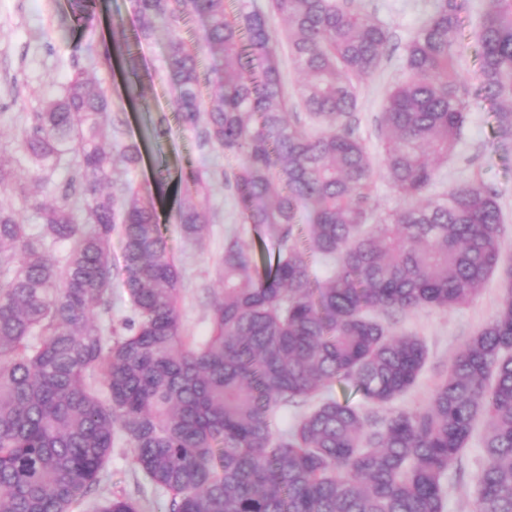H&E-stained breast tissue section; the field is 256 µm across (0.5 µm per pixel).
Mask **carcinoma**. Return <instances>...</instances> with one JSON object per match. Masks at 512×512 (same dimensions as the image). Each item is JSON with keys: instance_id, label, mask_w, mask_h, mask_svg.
I'll use <instances>...</instances> for the list:
<instances>
[{"instance_id": "1", "label": "carcinoma", "mask_w": 512, "mask_h": 512, "mask_svg": "<svg viewBox=\"0 0 512 512\" xmlns=\"http://www.w3.org/2000/svg\"><path fill=\"white\" fill-rule=\"evenodd\" d=\"M287 24L300 101L321 126L286 119L278 42L254 0H136L133 41L169 33L165 72L177 116L201 126V145L245 162L232 174L243 221L278 239L258 270L230 236L218 264L223 298L201 342L184 336L182 276L154 202L156 191L111 181L141 149L84 68L33 113L25 159L42 178L20 190L41 224L31 234L0 204V512H141L124 494L93 497L117 440L135 471L168 494V512H445L443 483L477 421L483 463L471 512H512V264L501 262L496 192L470 184L430 197L436 162L448 160L470 112L457 71L464 0H438L406 45L407 77L379 117L385 175L401 205L371 224L373 165L353 132L356 81L378 67L385 27L352 0H271ZM482 90L496 133L512 137V0H485ZM91 18L90 0H70ZM204 19L200 41L219 57L200 92L199 56L175 33ZM115 40L90 44L106 61ZM73 173L54 203L40 200L64 156ZM213 172L180 175L183 235L202 240L213 215L202 203ZM311 216L309 250L297 218ZM137 320L112 335V233ZM65 243L62 259L50 251ZM332 259L324 283L307 252ZM504 284L493 318L469 337L422 409L378 415L417 381L423 338L385 317L468 305L492 274ZM358 394L360 404L331 394ZM317 399L291 429L278 411Z\"/></svg>"}]
</instances>
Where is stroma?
I'll return each mask as SVG.
<instances>
[{
    "label": "stroma",
    "mask_w": 512,
    "mask_h": 512,
    "mask_svg": "<svg viewBox=\"0 0 512 512\" xmlns=\"http://www.w3.org/2000/svg\"><path fill=\"white\" fill-rule=\"evenodd\" d=\"M363 2L366 11L390 34L388 50L375 75L359 84L357 108V133L377 169L372 200L380 215L395 208L399 200L381 171L379 116L389 87L404 76V47L433 13L436 0ZM483 14L484 0H466L458 71L468 88L471 108L454 154L438 168L436 187L442 190L451 185L482 183L496 189L505 227L501 249L505 261L510 262L512 143H503L495 134L490 105L481 91L478 53ZM69 15L67 0H0V159L12 164L17 184L26 187L34 178L22 143L26 116L61 93L74 71V56L82 55L88 42H111L113 22H122L128 30L135 26L131 0H94L93 20L87 25L70 21ZM166 41V33L161 32L140 48L138 64L145 77L135 90H127L121 65L98 63L90 71L107 88L114 107L123 110L126 139L137 142L142 150L141 162L130 170L117 167L113 180L151 187L159 169H168L171 174L161 196L162 217L183 279V328L186 335L199 341L210 333L212 304L221 295L216 267L224 254L227 235L237 233L259 263L276 255L278 243L270 237L257 239L252 227L242 221L235 193L226 179L242 165V158H224L211 149L199 148L196 130L177 119L175 91L161 73ZM190 164L215 172L205 201L214 220L200 243L185 238L175 218L178 193L173 176ZM502 293V282L494 275L470 304L454 312L425 308L400 317L399 328L421 336L429 354L416 385L394 401V409L414 410L427 405L455 351L492 319ZM482 459V432L477 429L463 454L464 473L452 468L445 477L446 512H469L474 477ZM106 469L112 492L141 499L145 512H164L166 494L149 489L142 475L134 472L125 445L113 448Z\"/></svg>",
    "instance_id": "obj_1"
}]
</instances>
